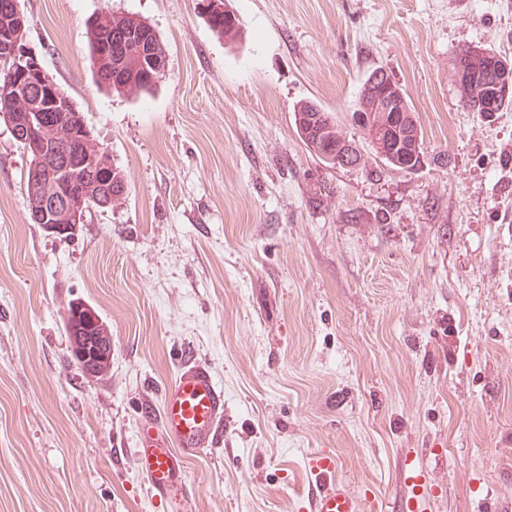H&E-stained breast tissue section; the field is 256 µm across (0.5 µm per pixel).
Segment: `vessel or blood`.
<instances>
[{
  "instance_id": "obj_1",
  "label": "vessel or blood",
  "mask_w": 512,
  "mask_h": 512,
  "mask_svg": "<svg viewBox=\"0 0 512 512\" xmlns=\"http://www.w3.org/2000/svg\"><path fill=\"white\" fill-rule=\"evenodd\" d=\"M141 411L156 413L157 418L140 431L133 466L145 476L152 497L173 505L174 512H193L195 490L188 466L222 438L223 388L205 363L188 356L165 388L159 410L146 404ZM308 466L307 512H359L347 484L334 476L335 457L318 454L310 457ZM422 478V470L414 466L401 474L399 512H419L425 495Z\"/></svg>"
}]
</instances>
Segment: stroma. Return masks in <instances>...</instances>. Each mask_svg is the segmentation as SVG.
I'll list each match as a JSON object with an SVG mask.
<instances>
[{
  "label": "stroma",
  "instance_id": "1",
  "mask_svg": "<svg viewBox=\"0 0 512 512\" xmlns=\"http://www.w3.org/2000/svg\"><path fill=\"white\" fill-rule=\"evenodd\" d=\"M26 40L128 182L69 241L30 223L22 149L0 122V512H171L131 463L185 353L224 389V445L190 464L193 512H305L308 460L334 455L388 508L418 457L422 512L512 501V107L463 109L453 59L512 56V0H19ZM148 23V93L94 81L86 23ZM423 132L412 171L350 116L376 68ZM363 143L332 168L298 102ZM99 312L108 369L83 375L64 319ZM215 1L216 0H203L201 2L203 13L206 16H209L213 11L211 17L209 19L207 18L208 26L217 36L224 37L229 41H234L239 36V19L236 14L226 10L224 0H218L220 1L219 5L223 7L222 10L214 9L218 4V2Z\"/></svg>",
  "mask_w": 512,
  "mask_h": 512
}]
</instances>
